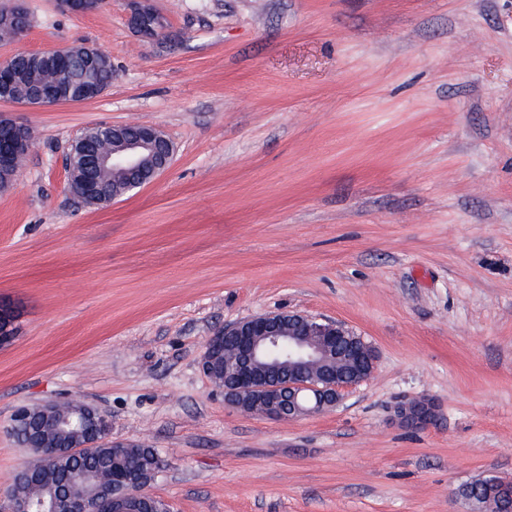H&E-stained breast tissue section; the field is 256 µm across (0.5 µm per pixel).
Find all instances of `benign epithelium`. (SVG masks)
<instances>
[{
  "mask_svg": "<svg viewBox=\"0 0 512 512\" xmlns=\"http://www.w3.org/2000/svg\"><path fill=\"white\" fill-rule=\"evenodd\" d=\"M59 10L75 16L95 13L101 0H57ZM130 21L141 35L154 37L163 28L162 18L151 8L140 6L131 13ZM49 78L32 84L21 92L5 94L1 103L26 107L64 103H84L100 97L105 88L98 81L95 63L103 51L87 46L72 45L36 53ZM80 58L87 69L78 86L68 84L64 77L68 63ZM131 125L112 126V136L85 148L86 142L73 141L70 153L84 155L85 164L78 170L65 166L70 191L81 201L97 203L105 200L97 181L88 176V166L96 172H112L120 180L124 193L132 192L155 181L169 167L173 145L161 130L140 124L138 132ZM32 148V137L26 125L11 112L0 113V187L16 184L22 160ZM350 337L361 341L356 364L368 379L376 365L373 347L345 324L300 312L267 313L241 318L224 325L204 344L200 368L210 376L213 354L224 340H237L231 369L224 374V383L217 388L224 394L226 405L242 409L247 402L254 404L252 412L274 419H297L328 410L340 401L342 391L355 384L338 377L332 368L331 353L340 340ZM288 344V354L276 360L268 357L272 347ZM399 416L408 426L421 427L434 421V409L425 401L400 407ZM11 423L28 427L34 437L31 449L40 455L39 463L21 468L13 485L0 501V512H143L146 487L132 478L116 485V477L105 471L97 472L92 488L71 480L67 485H45L49 471L46 449H53L56 460H79L91 455L103 444L115 445L109 417L77 399L23 405L14 412Z\"/></svg>",
  "mask_w": 512,
  "mask_h": 512,
  "instance_id": "7a95c632",
  "label": "benign epithelium"
}]
</instances>
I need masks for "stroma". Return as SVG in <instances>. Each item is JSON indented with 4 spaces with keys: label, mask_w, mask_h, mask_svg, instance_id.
I'll use <instances>...</instances> for the list:
<instances>
[{
    "label": "stroma",
    "mask_w": 512,
    "mask_h": 512,
    "mask_svg": "<svg viewBox=\"0 0 512 512\" xmlns=\"http://www.w3.org/2000/svg\"><path fill=\"white\" fill-rule=\"evenodd\" d=\"M0 60L73 44L112 59L95 101L8 108L34 147L0 191V490L35 457L22 405L71 398L155 448L172 512H477L512 483V0H56ZM172 142L153 183L92 207L66 187L97 124ZM345 323L377 351L336 407L245 413L201 372L251 315ZM431 402L411 428L400 403ZM130 21L133 28L146 37L157 36L163 28L162 18L146 6L135 8L131 13ZM490 478L477 480L466 485L462 490L461 494L468 500L482 505L481 508H487L492 512H500L496 510L497 501L496 497L490 495V491L487 489L486 484Z\"/></svg>",
    "instance_id": "35a3bbf8"
}]
</instances>
